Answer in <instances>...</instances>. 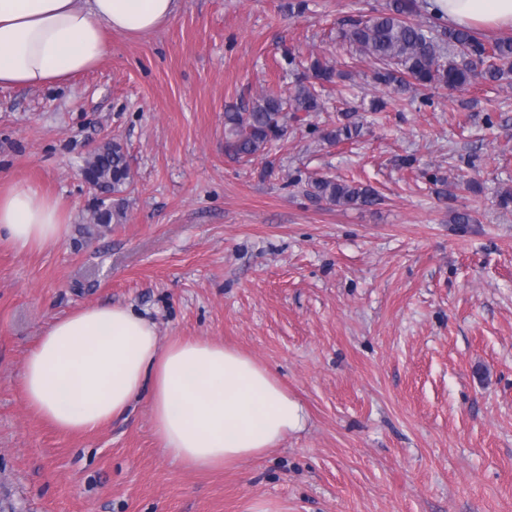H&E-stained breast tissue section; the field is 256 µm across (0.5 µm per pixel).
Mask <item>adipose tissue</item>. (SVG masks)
Wrapping results in <instances>:
<instances>
[{
	"mask_svg": "<svg viewBox=\"0 0 512 512\" xmlns=\"http://www.w3.org/2000/svg\"><path fill=\"white\" fill-rule=\"evenodd\" d=\"M453 26L512 29V0H429ZM179 0H0V87L37 88L93 69L106 32L137 38ZM58 201L23 180L0 190V242L19 251L58 243ZM27 408L65 434L89 433L147 399L161 452L197 471L238 465L304 423L302 406L265 366L200 338L161 341L133 309L96 305L54 320L21 370Z\"/></svg>",
	"mask_w": 512,
	"mask_h": 512,
	"instance_id": "ef3b65f1",
	"label": "adipose tissue"
}]
</instances>
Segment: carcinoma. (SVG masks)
I'll use <instances>...</instances> for the list:
<instances>
[{
	"instance_id": "carcinoma-1",
	"label": "carcinoma",
	"mask_w": 512,
	"mask_h": 512,
	"mask_svg": "<svg viewBox=\"0 0 512 512\" xmlns=\"http://www.w3.org/2000/svg\"><path fill=\"white\" fill-rule=\"evenodd\" d=\"M416 0H388L385 9L366 19H349L339 38L373 60L375 84L397 93L412 86L457 89L477 79L500 82L512 74V38L491 45L462 27L426 25L416 20ZM340 73L335 66L315 56L296 73L293 93L288 97L269 92L258 99L224 112V150L235 159H251L265 153L288 132V119L303 120L300 113L321 110L316 86L335 83ZM344 122L322 133L328 143L352 139L360 125L343 116ZM95 194L102 196L90 223L119 224L126 216L125 197L132 183L131 169L123 145L112 140L99 145L82 166ZM311 198L343 209L373 206L379 201L370 184L320 178L308 183Z\"/></svg>"
}]
</instances>
